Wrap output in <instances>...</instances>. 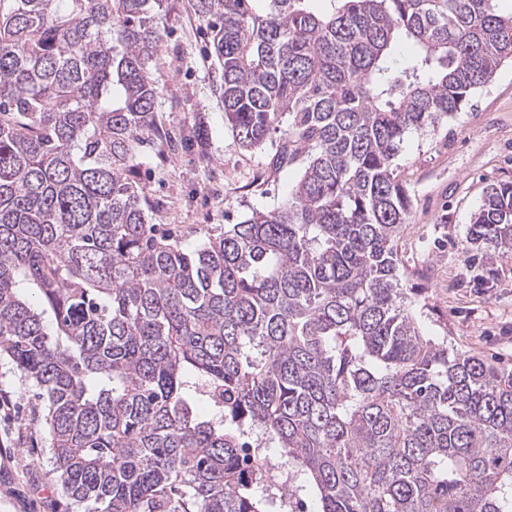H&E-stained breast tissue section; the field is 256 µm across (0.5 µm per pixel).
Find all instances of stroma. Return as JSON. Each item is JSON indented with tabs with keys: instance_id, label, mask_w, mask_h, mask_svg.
Segmentation results:
<instances>
[{
	"instance_id": "35a3bbf8",
	"label": "stroma",
	"mask_w": 512,
	"mask_h": 512,
	"mask_svg": "<svg viewBox=\"0 0 512 512\" xmlns=\"http://www.w3.org/2000/svg\"><path fill=\"white\" fill-rule=\"evenodd\" d=\"M163 39L150 66L158 119L183 138L141 148L138 180L152 223L185 247L214 224L282 205L303 166L281 162L280 133L242 149L224 126L221 69L195 0H164ZM411 206L397 241L405 287L424 335L512 368V255L487 259L470 242V218L489 184L512 182V62L437 128L409 133L395 160ZM0 512H76L50 462L44 404L0 358Z\"/></svg>"
}]
</instances>
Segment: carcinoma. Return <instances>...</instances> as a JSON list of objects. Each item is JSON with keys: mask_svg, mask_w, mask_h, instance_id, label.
Segmentation results:
<instances>
[{"mask_svg": "<svg viewBox=\"0 0 512 512\" xmlns=\"http://www.w3.org/2000/svg\"><path fill=\"white\" fill-rule=\"evenodd\" d=\"M308 2L196 0L224 125L246 150L283 127L304 168L187 249L137 181L143 144L174 146L149 72L163 0H0V354L81 512H512V370L422 334L394 165L512 61V13ZM471 224L511 251L512 183Z\"/></svg>", "mask_w": 512, "mask_h": 512, "instance_id": "cac0c4a2", "label": "carcinoma"}]
</instances>
